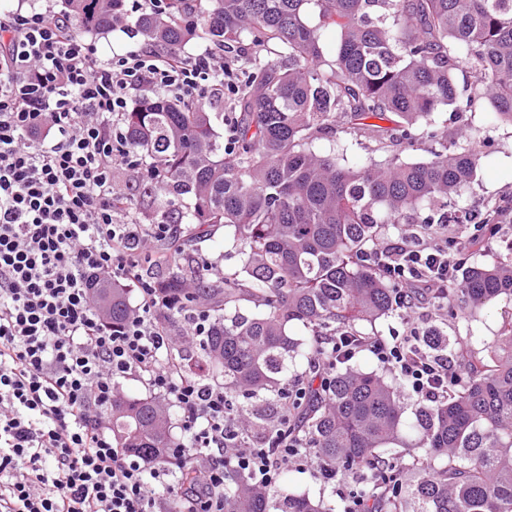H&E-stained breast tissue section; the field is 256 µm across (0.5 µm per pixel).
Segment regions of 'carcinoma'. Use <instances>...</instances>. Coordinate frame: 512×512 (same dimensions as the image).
I'll use <instances>...</instances> for the list:
<instances>
[{
	"instance_id": "cac0c4a2",
	"label": "carcinoma",
	"mask_w": 512,
	"mask_h": 512,
	"mask_svg": "<svg viewBox=\"0 0 512 512\" xmlns=\"http://www.w3.org/2000/svg\"><path fill=\"white\" fill-rule=\"evenodd\" d=\"M87 29L131 23L150 42L180 49L191 40L224 46L235 57L243 38L271 55L243 59L248 86L224 113L151 94L123 113L127 141L145 160L142 183L160 192L151 224H185L188 236L224 228L240 256L224 282L208 281L205 263L187 245L169 249L165 293L181 311L202 303L209 335L170 353L183 373L206 380L217 371L247 436L278 414L279 391L298 357L311 399L297 427L316 467L353 479L367 512H512V319L485 353L466 359L463 381L442 400L404 420L393 382L340 363L326 386L316 383L317 337L370 336L398 312L393 284L366 260L385 224L467 223L448 214L470 189L487 147L480 126L452 137L421 128L442 106L461 118L490 105L512 124V0H166L161 14H129L124 0H67ZM339 34L326 55L324 31ZM473 82L458 86L462 65ZM341 124L366 129L380 148L427 139L425 162L367 155L350 167L332 151L311 149ZM483 239L455 243L458 279L448 287L464 309L512 299V242L495 265L468 262ZM131 290L112 282L94 293L112 323L131 312ZM243 302L260 308L251 316ZM300 322L310 338L288 333ZM420 345L442 352L437 325ZM112 439L147 460L180 444L168 408L156 398L112 403ZM446 463L439 466L437 459ZM224 512H335L325 498L260 487L227 468Z\"/></svg>"
}]
</instances>
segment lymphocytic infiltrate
<instances>
[{"label": "lymphocytic infiltrate", "mask_w": 512, "mask_h": 512, "mask_svg": "<svg viewBox=\"0 0 512 512\" xmlns=\"http://www.w3.org/2000/svg\"><path fill=\"white\" fill-rule=\"evenodd\" d=\"M242 89L240 68L216 46L186 57L150 43L106 52L53 0L0 10V512H172L181 494L171 463L184 450L147 468L112 441V398L126 379L178 410L195 450L184 512H224L227 461L263 486L288 465L312 466L288 414L259 442L236 443L223 384L175 369L170 352L210 330L202 310L172 327L174 304L153 273L165 260L157 245L181 227L129 219V195L114 180L139 165L120 124L132 92L210 108ZM371 254L395 284L404 332L337 337L334 355L318 362L320 381L364 351L407 396L438 401L459 382L466 348L424 352L415 300L421 288L447 293L458 276L448 229L427 247L397 238ZM112 281L139 296L118 325L93 301Z\"/></svg>", "instance_id": "1"}]
</instances>
